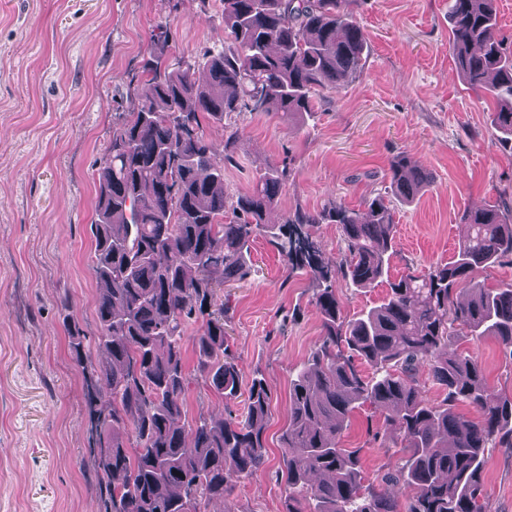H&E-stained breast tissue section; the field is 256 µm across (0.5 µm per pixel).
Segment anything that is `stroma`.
Returning a JSON list of instances; mask_svg holds the SVG:
<instances>
[{"instance_id": "obj_1", "label": "stroma", "mask_w": 512, "mask_h": 512, "mask_svg": "<svg viewBox=\"0 0 512 512\" xmlns=\"http://www.w3.org/2000/svg\"><path fill=\"white\" fill-rule=\"evenodd\" d=\"M367 43L363 68L341 89L317 95L313 115L282 120L251 112L224 160V195L251 189L268 164L288 176L269 224L333 205L365 209L388 197L394 211L390 276L427 271L455 255L467 207L512 209V153L498 145L491 96L467 88L449 50L448 0H357ZM222 0H0V512H107L88 395L96 390L74 361L64 326L73 317L98 334L94 253L95 187L112 129L141 100L142 66L162 55L170 68L200 65L206 49L229 45ZM406 153L432 177L404 202L389 188L391 159ZM246 280L220 291L224 322L243 383L261 373L272 401L266 464L234 491L237 512H282L280 436L290 380L321 337L305 274L288 275L270 234L246 257ZM387 284L337 280L341 315L379 305ZM459 347L491 391L512 394V360L491 336ZM244 412L192 382L187 419ZM383 418L356 410L341 434L370 482L400 461ZM483 478L492 512H512V448L487 455Z\"/></svg>"}]
</instances>
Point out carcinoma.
<instances>
[{
    "label": "carcinoma",
    "mask_w": 512,
    "mask_h": 512,
    "mask_svg": "<svg viewBox=\"0 0 512 512\" xmlns=\"http://www.w3.org/2000/svg\"><path fill=\"white\" fill-rule=\"evenodd\" d=\"M232 47L207 51L208 78L173 71L159 56L143 70L140 108L112 132L98 168L93 272L98 284L97 345L87 355L78 324H66L73 359L97 376L109 400L95 410L100 475L111 512H207L214 500L235 512L237 483L265 464L271 401L264 379L241 393V372L224 330L217 288L248 274L244 251L266 232L263 216L286 170L268 164L251 191L226 204L224 149L203 130L235 112L293 119L362 69L366 45L352 0H223ZM450 52L463 81L497 101L499 143L512 149V53L498 32L497 0H448ZM395 195L412 200L430 187L426 171L398 154L389 168ZM232 221L224 223V212ZM338 225L346 255L323 262L310 228ZM469 227L454 258L387 281L395 253L393 214L377 196L361 212L332 206L297 212L273 234L288 274H308L322 337L291 379L288 423L280 436L285 512H490L482 473L490 448H512V395L495 397L481 367L450 350L468 336H492L512 359V283L487 288L475 272L512 264V212L467 208ZM356 288L387 282L377 307L344 321L336 279ZM195 325L196 371L229 404L245 397L246 415L185 420L190 374L188 327ZM360 359L374 368L363 377ZM437 385L426 394L419 373ZM382 408L384 426L406 456L381 483L367 484L359 450L340 433L361 405ZM467 404L473 421L457 412Z\"/></svg>",
    "instance_id": "cac0c4a2"
}]
</instances>
